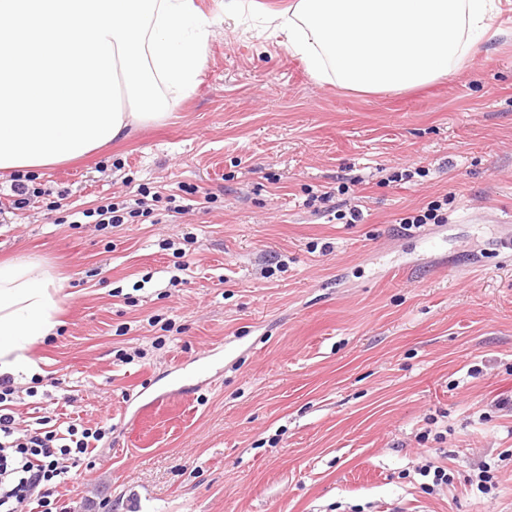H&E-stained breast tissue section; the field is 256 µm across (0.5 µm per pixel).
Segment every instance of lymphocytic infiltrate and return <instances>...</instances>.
I'll return each mask as SVG.
<instances>
[{
    "mask_svg": "<svg viewBox=\"0 0 512 512\" xmlns=\"http://www.w3.org/2000/svg\"><path fill=\"white\" fill-rule=\"evenodd\" d=\"M98 227H118L129 219L153 218L144 199L108 201L83 210ZM15 379L0 375V512H18L19 505L35 500L37 512H62L57 488L70 478L71 463L97 448L111 434V425L85 426L71 421L60 425L52 416H37L20 423L13 411Z\"/></svg>",
    "mask_w": 512,
    "mask_h": 512,
    "instance_id": "obj_1",
    "label": "lymphocytic infiltrate"
}]
</instances>
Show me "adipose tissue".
<instances>
[{"label": "adipose tissue", "mask_w": 512, "mask_h": 512, "mask_svg": "<svg viewBox=\"0 0 512 512\" xmlns=\"http://www.w3.org/2000/svg\"><path fill=\"white\" fill-rule=\"evenodd\" d=\"M502 0H290L257 10L311 76L359 92L401 91L466 65ZM212 23L193 0H0V172L80 158L161 119L200 82ZM64 297L44 261L0 262V375L29 377Z\"/></svg>", "instance_id": "adipose-tissue-1"}]
</instances>
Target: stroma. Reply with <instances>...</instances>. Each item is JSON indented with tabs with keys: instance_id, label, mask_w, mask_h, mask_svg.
Segmentation results:
<instances>
[{
	"instance_id": "obj_1",
	"label": "stroma",
	"mask_w": 512,
	"mask_h": 512,
	"mask_svg": "<svg viewBox=\"0 0 512 512\" xmlns=\"http://www.w3.org/2000/svg\"><path fill=\"white\" fill-rule=\"evenodd\" d=\"M222 2L194 0L213 21L196 89L127 140L40 170L61 207L38 202L0 227V260H44L67 295L57 334L31 350L59 386L48 400L18 381L15 412L112 422L59 486L62 505L512 512V412L498 406L512 398V266L496 246L512 235V5L465 69L363 94L315 81ZM195 187L214 202L198 205ZM141 189L159 223L70 221ZM325 192L362 223L306 207ZM449 192L447 223L401 230ZM187 237L179 273L172 247ZM154 316L174 329L161 349ZM428 428L442 442L420 440ZM437 446L454 485L428 495L418 469ZM483 461L488 495L464 481Z\"/></svg>"
}]
</instances>
